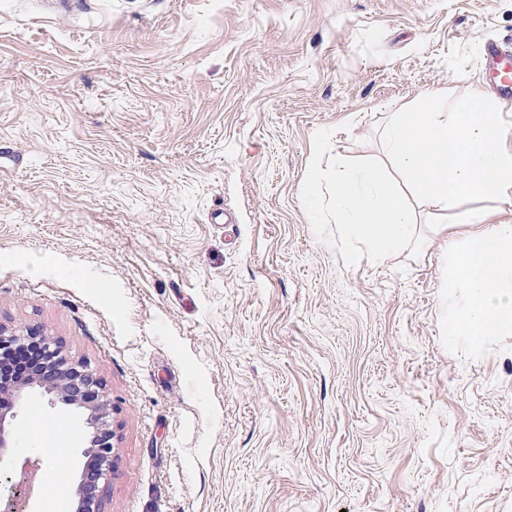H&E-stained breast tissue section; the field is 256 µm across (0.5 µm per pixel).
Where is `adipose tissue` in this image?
<instances>
[{"mask_svg": "<svg viewBox=\"0 0 512 512\" xmlns=\"http://www.w3.org/2000/svg\"><path fill=\"white\" fill-rule=\"evenodd\" d=\"M331 182L324 194L321 172L312 168L306 197L354 242V262L383 260L417 240L420 217L407 195L421 197L443 222L464 210L445 260L443 326L474 347L512 335V224L486 223L481 207L491 197H512V116L489 96L478 89L453 100L441 90L428 93L395 114L380 159H337Z\"/></svg>", "mask_w": 512, "mask_h": 512, "instance_id": "1", "label": "adipose tissue"}]
</instances>
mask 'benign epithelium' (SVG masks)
Returning a JSON list of instances; mask_svg holds the SVG:
<instances>
[{"instance_id": "1", "label": "benign epithelium", "mask_w": 512, "mask_h": 512, "mask_svg": "<svg viewBox=\"0 0 512 512\" xmlns=\"http://www.w3.org/2000/svg\"><path fill=\"white\" fill-rule=\"evenodd\" d=\"M27 342L37 343L43 358L30 365L26 381L10 385L9 403L0 406V471L14 459L16 408L32 392L49 396L83 419L87 436L81 455L95 461L94 470L84 467L79 472L76 512H101L104 488L112 480L113 451L112 427L107 421L102 386L85 365L71 360L58 342L37 331L8 334L0 326V370L5 355ZM26 494L24 480L9 494L0 493V512H24Z\"/></svg>"}]
</instances>
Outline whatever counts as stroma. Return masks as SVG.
Masks as SVG:
<instances>
[{"label":"stroma","instance_id":"obj_1","mask_svg":"<svg viewBox=\"0 0 512 512\" xmlns=\"http://www.w3.org/2000/svg\"><path fill=\"white\" fill-rule=\"evenodd\" d=\"M84 4L0 0V324L103 384L104 512H512V335L445 332L447 234L353 266L304 194L430 90L512 114V0Z\"/></svg>","mask_w":512,"mask_h":512}]
</instances>
